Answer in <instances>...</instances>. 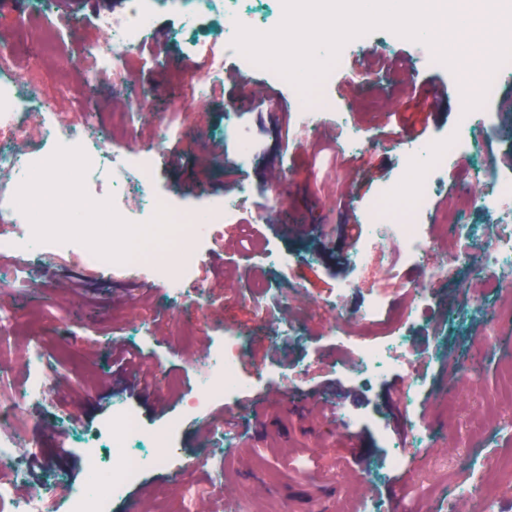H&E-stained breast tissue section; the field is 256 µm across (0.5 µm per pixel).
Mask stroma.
<instances>
[{"label": "stroma", "instance_id": "35a3bbf8", "mask_svg": "<svg viewBox=\"0 0 512 512\" xmlns=\"http://www.w3.org/2000/svg\"><path fill=\"white\" fill-rule=\"evenodd\" d=\"M53 3L55 12L68 15L62 53L85 55L96 65L105 43L93 19L123 13L127 0ZM153 27V49L134 57L126 98L113 99L106 85L92 106L94 121L109 133L105 150L122 164L132 145L179 144L181 165L159 166L154 189L192 212L197 227H205L203 212L225 197L239 192L243 199L218 238H202L197 278L180 290L158 285L149 272L92 273L37 247L27 258L32 284L0 287V310L12 315L11 325L0 329V354L23 359L24 338L37 339L53 374L47 401L22 410V434L41 448L37 486L65 504L86 480L88 439L121 404L143 431L173 419L181 427L167 465L146 466L113 498L112 512H179L199 500L213 503L223 486L241 494L250 512H315L331 487L339 497L363 490L382 512H445L485 457L512 458V399L505 392L512 381V293L459 276L437 233L424 264L399 251L388 254L384 266L361 269L352 260L359 241L351 228L369 233L364 213L399 177L408 148L455 127L454 72L429 67L426 44L393 39L381 28L365 43L347 42L340 66L357 67L359 74L349 89L334 85L329 92L349 121L325 119L303 140L293 102L279 110L257 107L233 87V56H225V75L208 88L205 104H196L193 84L204 51L223 40L216 19L184 34L182 14L169 0ZM378 56L394 60V67H377ZM39 75L44 97L81 122L79 92L61 89L54 61H44ZM142 91L150 111L129 126L113 124V113L128 109V97ZM399 113L407 119L401 128L394 125ZM228 124L245 130L249 164H241L239 145L226 143ZM354 130L363 147L341 152ZM436 181L429 218L440 224L448 188L468 192L470 170L451 164ZM277 197L284 211L281 228L273 229L264 217ZM255 242L293 255V263L282 272L261 266L250 250ZM428 283L433 290L422 315L413 293ZM377 292L412 322L405 336L422 356L414 376L426 383L412 408L401 398V375L356 378L338 364L357 345L379 340L378 331L356 322ZM464 294L496 312L494 331L476 317L449 323V310ZM337 301L340 312H328ZM228 328L250 338L238 369L254 386L235 402L215 399L201 413H187L186 401L199 390L191 361L221 343ZM117 343L139 354L154 375L141 395L116 382ZM435 349L441 359H431ZM414 420L426 429L424 441L406 438ZM396 449L403 456L399 468L389 464ZM202 455L207 464L196 467ZM406 473L426 489L423 499L393 500Z\"/></svg>", "mask_w": 512, "mask_h": 512}]
</instances>
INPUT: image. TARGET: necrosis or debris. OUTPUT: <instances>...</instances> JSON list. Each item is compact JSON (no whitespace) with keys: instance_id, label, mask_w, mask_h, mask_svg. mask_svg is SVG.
Returning a JSON list of instances; mask_svg holds the SVG:
<instances>
[{"instance_id":"4bbe7bcc","label":"necrosis or debris","mask_w":512,"mask_h":512,"mask_svg":"<svg viewBox=\"0 0 512 512\" xmlns=\"http://www.w3.org/2000/svg\"><path fill=\"white\" fill-rule=\"evenodd\" d=\"M243 2L180 0L179 6L189 27L220 14L224 36L229 41L233 40L237 25L266 33L274 30L283 18L284 11L279 8L272 22L261 21L243 9ZM160 5L161 0H128L123 14L98 15L96 26L106 36L109 48L90 70L59 58L63 33L48 0H43L35 15L21 17L24 28L35 25L39 31L34 35L35 51L28 64H15L9 52L0 53V213L10 216L13 227L11 234L0 236L1 254L28 253L35 242L48 252L68 245L69 234L59 229L57 216H41L29 204L34 193L29 174L41 171L59 177L66 198L65 214L81 212L87 204L86 189L97 186L101 189L97 197L100 209L113 223L125 225L129 232L126 247L119 251L106 245L83 246L76 259L86 269L132 273L147 270L169 288L179 287L196 273L199 252L195 228L187 224L182 210L153 190L159 146H140L132 150L128 159L139 188L136 209L142 217L141 223H131V210L124 202V181L113 176L110 157L102 149L104 132L91 122L74 129L51 118V106L43 100L35 76L45 58H58L60 71H81L82 105L90 107L102 75H112L114 84L123 83L131 50L150 40L153 15ZM460 122V132L426 144L422 151L407 154L402 161L400 180L383 187L380 198L367 213L372 232L355 252L361 266H368L371 258L390 242L398 243L409 260L421 261L431 231L422 219L428 213L436 174L454 160L468 159L472 162L478 193L465 198L462 208L480 205L495 217V230L486 234L484 226L461 221V208L449 210L448 251L453 260H465L473 255L471 242L491 237L490 249L478 255L474 270L489 277L495 287L512 288V174L481 161L486 153L482 128L488 122L487 113L469 112L461 115ZM69 156L81 160L78 179L73 183L59 176L62 162ZM384 307L383 297L375 296L357 320L378 329L390 325L396 335L387 343L362 344L353 355L354 374L382 376L404 373L409 368L411 345L402 334L409 323L386 315ZM244 343V336L230 331L223 346L206 353L199 394L190 402V410H200L212 398L234 399L249 389V380L237 370ZM45 362L42 347L32 345L21 368L25 381L20 390L11 394L15 404L46 400L49 387ZM172 432V426L168 425L150 433L149 442L155 449L150 459L130 456L129 450L142 430L129 411L115 407L111 421L103 423L97 439L88 442L87 466L99 476L101 483L74 488L65 505L66 512H109L112 496L136 481L144 464H166L164 449ZM101 438L111 450V460H101L96 450ZM33 452L32 443L16 432L10 413L0 410V470L5 473L0 479V506H9L11 512H47L48 493L40 491L22 497L17 492L18 485L26 479L25 464Z\"/></svg>"}]
</instances>
